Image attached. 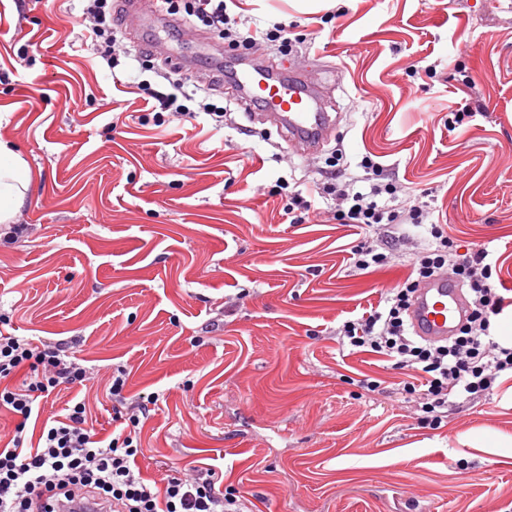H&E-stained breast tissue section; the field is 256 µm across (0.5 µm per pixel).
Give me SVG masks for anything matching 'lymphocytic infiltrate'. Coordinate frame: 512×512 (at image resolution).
<instances>
[{
  "instance_id": "lymphocytic-infiltrate-1",
  "label": "lymphocytic infiltrate",
  "mask_w": 512,
  "mask_h": 512,
  "mask_svg": "<svg viewBox=\"0 0 512 512\" xmlns=\"http://www.w3.org/2000/svg\"><path fill=\"white\" fill-rule=\"evenodd\" d=\"M81 25L83 40L91 41L108 68L120 60L114 46L118 28L112 0H87ZM163 13L177 15L190 27H203L214 38L229 34L230 18L225 0H159ZM339 154L326 160L324 179L314 181L318 194L334 196L333 214L340 224H358L367 235L351 250L352 263L373 272L393 259L389 241H377L372 231L405 224L425 227L428 244L417 252L403 282L388 288L382 308L339 328L342 346L388 357L394 368L421 373L426 387L424 413L437 416L448 408L451 395L471 398L490 393L502 372L512 371V347L491 334L493 318L512 306V297L499 292L493 281L494 264L487 248L459 252L441 225L430 222V212L414 191L399 193L398 184L385 165L364 156L359 177L342 180ZM447 272L472 293L465 323L447 343L425 341L411 332L407 311L418 283ZM87 370L68 355L60 343H33L0 329V408L17 422L8 447L0 448V512H33V504L45 499L46 512L74 494L95 499L110 512H242L233 493L222 490L224 475L207 467L169 477L163 487L148 483L136 467L142 452L137 432L139 413L155 403L148 395L138 414L125 415L122 391L124 375L112 378L109 392L116 402L114 415L121 430L104 440L88 423L85 402L70 406L64 419L44 430L36 448L24 450V433L37 409V400L61 384H80Z\"/></svg>"
}]
</instances>
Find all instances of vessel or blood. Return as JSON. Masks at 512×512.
Segmentation results:
<instances>
[{"instance_id":"b4317fda","label":"vessel or blood","mask_w":512,"mask_h":512,"mask_svg":"<svg viewBox=\"0 0 512 512\" xmlns=\"http://www.w3.org/2000/svg\"><path fill=\"white\" fill-rule=\"evenodd\" d=\"M231 79L248 105L261 107L266 121L281 137L307 153L315 151L334 131L336 119L326 112L300 73L280 65L254 62L233 72ZM466 300L452 277L440 275L419 287L411 309L414 333L444 340L463 317Z\"/></svg>"}]
</instances>
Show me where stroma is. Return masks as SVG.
Listing matches in <instances>:
<instances>
[{
  "label": "stroma",
  "instance_id": "obj_1",
  "mask_svg": "<svg viewBox=\"0 0 512 512\" xmlns=\"http://www.w3.org/2000/svg\"><path fill=\"white\" fill-rule=\"evenodd\" d=\"M266 2L261 15L248 0L227 11L243 34L287 25L284 66L321 82L340 114L318 153L296 151L229 90L223 127L203 113L156 122L134 71L103 68L82 44L83 0H0V137L33 175L20 233L0 238V316L90 371L40 398L24 444L80 400L110 437L122 368L129 404L158 396L139 423L146 479L207 465L245 512H512V447L461 441L512 437V375L433 425L404 371L338 344L344 321L407 277L425 230L404 225L392 267L356 272L361 228L293 223L273 191L282 177L307 190L333 151L353 175L378 156L427 191L458 245L493 251L497 286L512 291V0H340L334 19ZM159 40L208 86L197 43L147 22L122 30L134 49ZM153 64L150 81L184 74L159 54ZM454 112L469 118L451 126Z\"/></svg>",
  "mask_w": 512,
  "mask_h": 512
}]
</instances>
